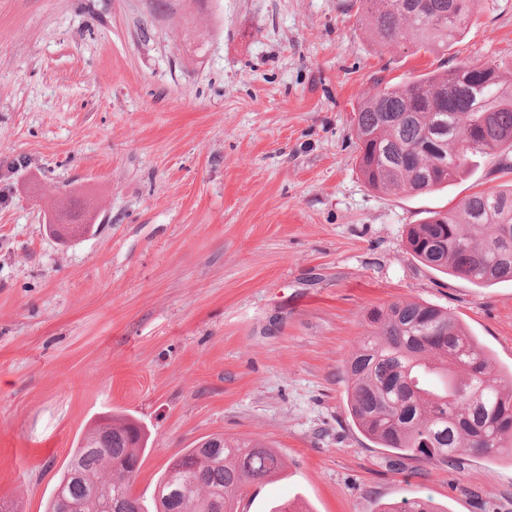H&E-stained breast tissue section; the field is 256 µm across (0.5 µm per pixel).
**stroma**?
<instances>
[{"label":"stroma","instance_id":"stroma-1","mask_svg":"<svg viewBox=\"0 0 512 512\" xmlns=\"http://www.w3.org/2000/svg\"><path fill=\"white\" fill-rule=\"evenodd\" d=\"M512 75V0L448 50L376 45L355 0H0V503L45 512L95 420L138 421L133 483L213 435L283 472L238 512H512V461L403 459L352 422L367 313L430 303L512 373V283L430 270L406 230L512 182L491 156L448 187L372 190L354 112L374 78L456 62ZM73 197L93 229L46 226Z\"/></svg>","mask_w":512,"mask_h":512}]
</instances>
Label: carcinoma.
Masks as SVG:
<instances>
[{"mask_svg": "<svg viewBox=\"0 0 512 512\" xmlns=\"http://www.w3.org/2000/svg\"><path fill=\"white\" fill-rule=\"evenodd\" d=\"M375 42L413 53L446 49L484 8L483 0H359ZM358 169L384 194L430 193L477 161L512 152V82L490 61H465L443 74L399 83L382 79L363 93L354 128ZM406 245L425 266L476 287L512 282V187L476 192L409 227ZM373 330L345 365L349 413L382 448L446 464L463 453L512 460V380L448 312L394 301L367 314ZM112 427L105 445L101 425ZM174 456L147 504L132 484L148 439L123 416L94 422L63 470L46 512H238L246 480L261 483L284 459L258 440H223ZM380 512H439L423 498Z\"/></svg>", "mask_w": 512, "mask_h": 512, "instance_id": "cac0c4a2", "label": "carcinoma"}]
</instances>
